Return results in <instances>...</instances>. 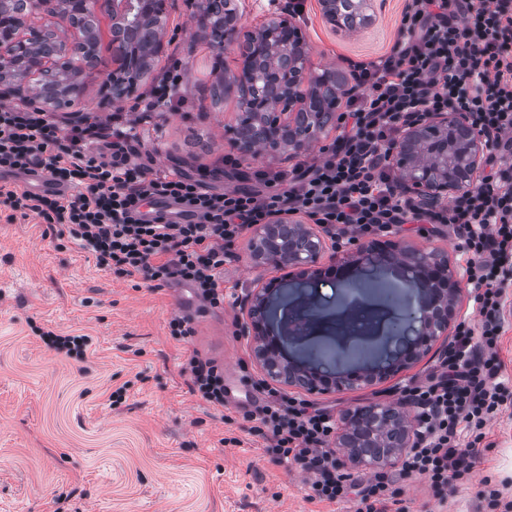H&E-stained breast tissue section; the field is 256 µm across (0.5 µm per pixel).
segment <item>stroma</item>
<instances>
[{"mask_svg": "<svg viewBox=\"0 0 512 512\" xmlns=\"http://www.w3.org/2000/svg\"><path fill=\"white\" fill-rule=\"evenodd\" d=\"M307 76L323 71L351 81L355 63L378 60L398 36L404 0H372L374 21L358 32H335L322 21L319 0H304ZM97 64L79 76L84 108L138 120L134 159L160 172L195 174L232 153V130L241 112L236 91L218 92L215 52L196 32L187 0H171L166 43L153 78L179 67L184 98L173 111L142 117L135 100L103 101L99 90L112 71V18H97ZM339 133L330 127L302 151H264L240 158L216 189L256 185V170L289 171L316 162ZM394 240L445 255L463 269L449 230L434 235L404 225ZM225 288H246L274 268L256 267L250 239L232 246ZM195 293L172 282L158 287L142 277H119L97 266L58 226L13 216L0 205V512H354L352 503L308 501L302 477L277 464L243 418L248 380L264 379L250 337L241 335V310H209L190 341L173 339L172 316L191 308ZM88 337L76 360L49 348L43 332ZM439 337L431 351L393 376L342 391L289 389L331 410L335 418L375 403H397L400 388L437 367L451 344ZM224 367L226 407L189 390L184 363L190 354ZM125 398L112 404L110 396ZM471 480L435 495L426 480L397 476L406 512H491L484 497L499 490L512 501V403L476 445Z\"/></svg>", "mask_w": 512, "mask_h": 512, "instance_id": "obj_1", "label": "stroma"}]
</instances>
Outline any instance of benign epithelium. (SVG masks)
Returning a JSON list of instances; mask_svg holds the SVG:
<instances>
[{
    "instance_id": "obj_1",
    "label": "benign epithelium",
    "mask_w": 512,
    "mask_h": 512,
    "mask_svg": "<svg viewBox=\"0 0 512 512\" xmlns=\"http://www.w3.org/2000/svg\"><path fill=\"white\" fill-rule=\"evenodd\" d=\"M168 0H0V76L17 67L25 76L65 69V89L54 95V102L78 109L85 100V86L79 80L82 66H91L96 54L88 51L94 21L99 11L112 17V73L102 85L107 99L114 103L130 99L151 75V62L164 50L163 35ZM212 0H197L194 16L200 36L211 41L218 58L224 49L237 47L243 58L242 69L231 75L217 72V83L243 97L244 111L238 124L249 126V135L261 139L263 148L275 153L302 150L313 130H324L336 123V99L316 106L321 91L330 86L329 77L304 82L305 40L293 25L292 12H281L266 19L254 31H239L231 18L214 13ZM322 17L333 30H342L336 16V0H321ZM43 10L57 16L69 31L61 41L46 29L33 26L34 14ZM267 62L270 74L266 88L259 91L249 78L251 69ZM459 137L470 150L468 172L459 179H448V165L439 168L414 164L416 145L426 139ZM490 142L480 129L460 112H425L423 117L404 126L400 137L389 147V162L402 171L400 192L412 201L431 208L448 206V193L473 185V175ZM255 260L273 264L277 270H290L284 278L306 288L327 278L338 288L358 286L369 268L398 265L399 275L415 288L417 305L403 311L394 306L396 317L389 327L395 342L378 348L372 357L347 370L349 347L334 343L332 361H322L313 351L307 362L295 360L269 336L267 318L282 279L256 277L245 289L239 305L246 312L241 333L252 338L257 363L269 378L308 392L350 389L375 378L384 379L427 354L455 318L461 279L448 266V260L432 252L400 247L396 242H370L359 245L356 255L335 256L326 268L317 266L324 250L322 240L294 218L282 214L270 224L255 229L251 239ZM362 300L336 304L303 303L301 316L289 322L288 335L303 339L312 324L339 319ZM347 426L336 436V447L343 449L340 464H391L416 447L415 425L405 418L402 407L390 403L354 409L346 416Z\"/></svg>"
}]
</instances>
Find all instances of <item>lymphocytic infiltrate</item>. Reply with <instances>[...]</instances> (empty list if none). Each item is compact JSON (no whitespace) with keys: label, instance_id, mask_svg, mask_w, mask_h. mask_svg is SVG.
<instances>
[{"label":"lymphocytic infiltrate","instance_id":"1","mask_svg":"<svg viewBox=\"0 0 512 512\" xmlns=\"http://www.w3.org/2000/svg\"><path fill=\"white\" fill-rule=\"evenodd\" d=\"M352 77L356 91L322 159L288 173L255 171V190H214L216 168L161 175L136 163L135 123L120 113L85 112L67 128L43 109L1 103L0 204L64 226L73 244L116 276L184 283L212 308L224 304L232 245L277 215H304L338 238L389 233L411 222L448 225L467 257L475 319L460 324L431 373L402 388L418 410L420 432L402 470L439 493L469 481L477 456L462 447L463 437L496 420L512 397L497 354L512 287V0H407L390 51L357 65ZM425 112L464 113L493 142L477 189L439 210L400 196L385 156L403 127ZM100 141L110 157L93 151ZM34 171L64 192L34 195L4 184ZM157 197L190 214L192 223L146 218L141 205ZM187 369L192 393L224 406L223 368L193 354ZM253 389L243 413L252 435L266 441L276 462L299 472L311 500L336 504L353 496L357 512H403L390 474L378 471L359 483L337 474L330 410L264 383Z\"/></svg>","mask_w":512,"mask_h":512}]
</instances>
